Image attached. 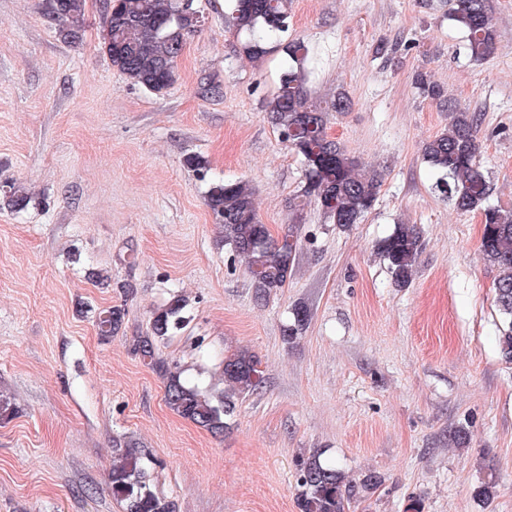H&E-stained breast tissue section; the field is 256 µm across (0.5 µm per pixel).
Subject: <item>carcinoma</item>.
Listing matches in <instances>:
<instances>
[{
  "label": "carcinoma",
  "mask_w": 512,
  "mask_h": 512,
  "mask_svg": "<svg viewBox=\"0 0 512 512\" xmlns=\"http://www.w3.org/2000/svg\"><path fill=\"white\" fill-rule=\"evenodd\" d=\"M291 5V0H228L227 15L229 26L249 36L242 47L248 58L257 60L280 50L288 59L265 112L303 167V181L290 202L291 223L281 236L273 237L260 223L254 191L244 181L214 180L207 191V203L222 228L224 245L233 258L245 262L260 303L277 294L294 274L302 249L305 204H317L329 223L346 230L371 212L380 191L377 177L327 133L328 113L348 111L350 100L339 92L323 105L313 101L306 82L308 46L299 38L284 40ZM101 12V46L112 67L150 92L171 88L187 39L203 22L199 0H109ZM85 13L86 0H45L44 17L61 26L72 43L83 40ZM449 16L465 31L471 59L481 61L494 54L496 30L488 0H456ZM414 84L421 96L443 100L444 90L427 73H417ZM478 150L476 120L459 110L452 113L448 129L426 142L422 152L425 162L439 174V192L458 210L477 211L482 217L481 252L498 272L495 304L502 321L498 342L503 360L512 363V208L489 203L492 187L479 170ZM0 199L20 214L29 208L33 196L24 184L4 181ZM421 238L417 225L398 224L376 243L398 288L412 282ZM187 305L184 295L171 292L165 304L153 310L149 330L133 338L130 350L162 377L170 410L215 436L222 435L234 417L237 400L262 387L261 362L247 349L225 355L224 396L218 400L187 381L177 366L157 356L158 344L184 325ZM125 315L123 304L99 313V335L105 340L118 335ZM310 317L306 305H295L284 339L302 334ZM110 478L112 494L123 503V512H176L172 501L152 489L141 457L119 440L115 441ZM296 481L300 512H354L381 478L369 473L353 480L338 462L325 457V450L316 449L300 458Z\"/></svg>",
  "instance_id": "carcinoma-1"
}]
</instances>
